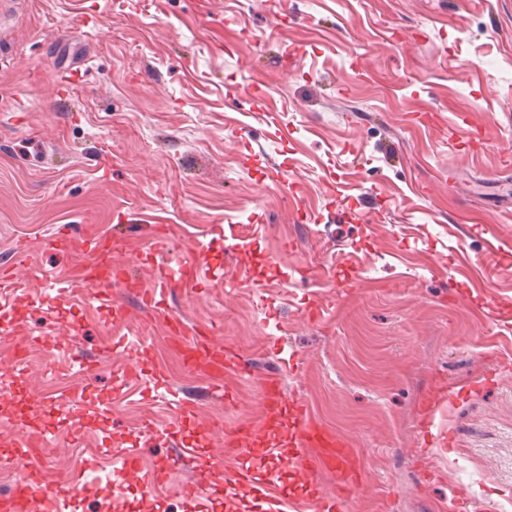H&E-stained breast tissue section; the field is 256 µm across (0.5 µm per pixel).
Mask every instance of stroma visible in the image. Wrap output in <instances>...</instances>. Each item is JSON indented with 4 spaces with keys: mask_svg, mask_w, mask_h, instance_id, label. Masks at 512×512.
<instances>
[{
    "mask_svg": "<svg viewBox=\"0 0 512 512\" xmlns=\"http://www.w3.org/2000/svg\"><path fill=\"white\" fill-rule=\"evenodd\" d=\"M511 154L512 0H12L0 266L20 277L0 304V348L24 342L31 365L0 376V465L19 468L32 427L66 471L95 446L143 449L150 467L175 440L206 462L219 441L174 423L175 398L255 420L259 378L294 358L285 391L362 453L348 512H512V249L486 246L512 242ZM65 224L122 225L112 262L145 287L175 259L206 277L150 317L128 299L112 329L107 307L90 317L45 294L46 274L76 262L41 246ZM151 224L166 226L163 245ZM171 315L251 359L234 404L167 351ZM142 347L154 366L125 379ZM81 352L97 367L83 404L35 408ZM438 378L474 387L425 432L419 406ZM292 432L289 418L266 427L247 463L276 467L300 497ZM189 475L151 496L88 493L69 512H263L249 487L224 491L220 469L207 475L219 495L185 501Z\"/></svg>",
    "mask_w": 512,
    "mask_h": 512,
    "instance_id": "1",
    "label": "stroma"
}]
</instances>
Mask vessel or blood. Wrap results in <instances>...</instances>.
I'll return each instance as SVG.
<instances>
[{"mask_svg":"<svg viewBox=\"0 0 512 512\" xmlns=\"http://www.w3.org/2000/svg\"><path fill=\"white\" fill-rule=\"evenodd\" d=\"M123 239L98 225H90L82 233H73L69 226H61L53 236L43 240L48 250H64L77 255L75 266L67 269L64 284L67 296L77 302L91 300L97 286L104 281L119 285L123 293L144 303L171 293L175 284L168 273H160L154 288H144L141 280L131 276L125 268L112 264V253L122 245ZM169 331L180 343L183 359L190 368L209 370L212 386L223 387L225 401H232L237 379L248 376L250 365L245 358L221 349L209 348L205 336H189L178 317H171ZM259 406L262 420L277 421L282 410L292 409L295 432L292 452L287 459L289 468L307 489V497L298 500L284 493L275 471L257 474L250 467H240L225 474L224 487L253 486L265 504V512H346L348 502L362 487V466L358 449L351 441L325 426L312 412L304 396L286 394L279 376L271 375L259 382ZM453 390L444 380H436L431 395L421 404V428L435 421L439 408L450 404ZM177 419L192 420L199 436L213 433L211 421L197 414L195 404L185 400L176 403ZM260 422H238L226 426L221 434L222 451L212 465L223 468L225 459H243L250 455L260 432ZM20 445L25 450L22 461L24 476L13 487L5 500L6 512H66L72 499L86 491L89 471L97 464L96 449H88L87 456L66 477H58L48 461L44 434L39 430L24 431ZM139 449L113 448L109 451L111 466L105 477L114 486L139 484L145 492L162 488L168 474L195 459L192 447L179 449L156 469L143 471L139 464ZM330 474L335 480L332 495H325L318 483L320 474Z\"/></svg>","mask_w":512,"mask_h":512,"instance_id":"obj_1","label":"vessel or blood"}]
</instances>
